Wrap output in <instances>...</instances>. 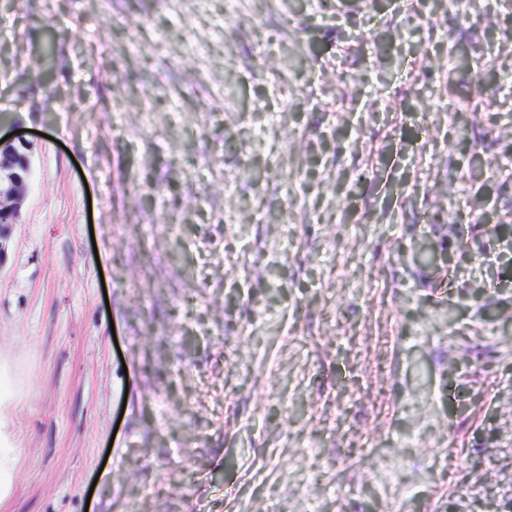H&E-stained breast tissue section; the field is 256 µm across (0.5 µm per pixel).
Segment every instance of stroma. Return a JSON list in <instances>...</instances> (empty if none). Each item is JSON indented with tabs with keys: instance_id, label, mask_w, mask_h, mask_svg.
I'll list each match as a JSON object with an SVG mask.
<instances>
[{
	"instance_id": "1",
	"label": "stroma",
	"mask_w": 512,
	"mask_h": 512,
	"mask_svg": "<svg viewBox=\"0 0 512 512\" xmlns=\"http://www.w3.org/2000/svg\"><path fill=\"white\" fill-rule=\"evenodd\" d=\"M0 128V512H503L512 0H0ZM0 267L5 263L11 233L19 224L21 205L32 175V142L23 136H0Z\"/></svg>"
}]
</instances>
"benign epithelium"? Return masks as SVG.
<instances>
[{
  "label": "benign epithelium",
  "mask_w": 512,
  "mask_h": 512,
  "mask_svg": "<svg viewBox=\"0 0 512 512\" xmlns=\"http://www.w3.org/2000/svg\"><path fill=\"white\" fill-rule=\"evenodd\" d=\"M31 153L32 142L22 136L0 143V266L6 261L13 227L20 221L32 175Z\"/></svg>",
  "instance_id": "7a95c632"
}]
</instances>
